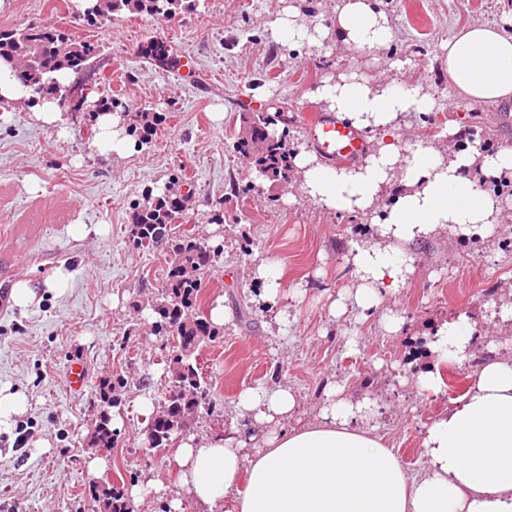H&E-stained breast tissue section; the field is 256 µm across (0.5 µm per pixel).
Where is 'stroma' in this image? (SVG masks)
I'll return each instance as SVG.
<instances>
[{"label":"stroma","instance_id":"1","mask_svg":"<svg viewBox=\"0 0 512 512\" xmlns=\"http://www.w3.org/2000/svg\"><path fill=\"white\" fill-rule=\"evenodd\" d=\"M54 0H0V28L61 27L99 42L100 74L131 110L160 113L150 144L106 159L91 142L90 112L68 118L67 135L11 106L0 118V289L38 284L27 308L0 305V388L27 397L25 412L0 430V512H92L87 492L96 476L87 437L97 415L101 379L127 380L115 417L119 444L107 459L122 491L152 479L162 492L134 502V512H162L178 490L172 451L150 449L142 399L159 404L169 385L166 339L154 335L151 304L171 255L138 250L129 236L133 207L148 193L188 190L183 226L219 245L216 266L202 276L201 303L223 299L228 319L216 341L196 353L215 406L191 434L204 439L236 423L235 404L249 386L283 384L301 399L294 424L312 420L329 386L345 397L375 403L373 424L411 472L423 466L422 435L453 405L449 390L420 394L413 378L439 366L444 380L469 387L483 360L512 357V332L491 318L493 304L512 302V178L486 182L505 221L491 239L448 233L408 246L415 271L407 284L373 311L357 308L359 280L353 246L377 235L370 216L329 211L305 200L298 174L270 182L233 148L244 112L273 117L293 152H312L308 111L322 80L358 68L374 83H417L435 101L412 113L395 133L398 146L460 151L465 137L512 146V127L500 115L512 102L475 105L460 100L448 81L446 44L454 32L512 19V0H376L391 19L394 38L362 55L337 43L331 28L340 0H200L196 11L171 19L122 15L98 26H70ZM293 10L299 22L328 29L321 46L275 41L271 24ZM164 41L176 59L193 56L195 71L168 70L147 59L148 42ZM488 116L475 128L472 113ZM224 221L213 224L215 205ZM84 224L88 236L73 237ZM265 263L281 275L277 306L262 297L253 271ZM72 277L64 293L42 286L57 268ZM467 314L474 328L472 356L438 362L427 345L448 320ZM84 361L88 383L69 391L64 372Z\"/></svg>","mask_w":512,"mask_h":512}]
</instances>
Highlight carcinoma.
Here are the masks:
<instances>
[{"label":"carcinoma","instance_id":"cac0c4a2","mask_svg":"<svg viewBox=\"0 0 512 512\" xmlns=\"http://www.w3.org/2000/svg\"><path fill=\"white\" fill-rule=\"evenodd\" d=\"M199 0H96L95 5L82 15L91 24L104 23L123 13L149 17H171L179 12H190ZM100 52V45L77 41L70 35L43 26L0 30V60L14 64L12 77L26 82L25 91L31 99H54L62 96L75 84L63 87L57 80L61 72L79 74L92 66ZM143 54L161 64H175L167 46L154 40L143 49ZM98 102L92 108L97 116L104 112H123L125 104L105 89L92 88ZM241 123L251 128L250 137L237 138V153L249 158L265 177L272 181L283 178L289 167L290 150L285 138L268 130L264 116L253 114L241 117ZM161 117L155 112L134 115L129 132L138 143L147 145L156 134ZM185 211V196L172 191L149 196L143 205L132 212L130 237L137 249L150 252L168 249L172 259L160 296L152 304L155 334L170 341V373L175 375L180 397L172 402L164 400L149 418L147 428L153 432L152 448H169L176 437L188 427V421L200 413L211 411L212 385L200 376L192 362L201 345L213 342L218 331L201 307V275L216 263L220 247L198 240L193 233L176 231ZM127 385L117 374L98 384L100 412L93 431L92 444L105 453L116 445L117 430L112 428V409L121 407V392ZM89 498L97 503L99 512H132L124 493L112 486V481L88 487Z\"/></svg>","mask_w":512,"mask_h":512}]
</instances>
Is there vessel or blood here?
I'll use <instances>...</instances> for the list:
<instances>
[{"instance_id": "b4317fda", "label": "vessel or blood", "mask_w": 512, "mask_h": 512, "mask_svg": "<svg viewBox=\"0 0 512 512\" xmlns=\"http://www.w3.org/2000/svg\"><path fill=\"white\" fill-rule=\"evenodd\" d=\"M306 129L316 151L332 162L357 161L363 157L368 147L361 130L333 114H309Z\"/></svg>"}]
</instances>
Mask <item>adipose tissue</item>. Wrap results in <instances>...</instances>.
Returning <instances> with one entry per match:
<instances>
[{"mask_svg":"<svg viewBox=\"0 0 512 512\" xmlns=\"http://www.w3.org/2000/svg\"><path fill=\"white\" fill-rule=\"evenodd\" d=\"M336 37L358 53L393 39L387 15L373 0H341ZM448 80L463 99L488 104L512 100V35L494 23L462 29L449 39ZM312 97L338 117L380 139L365 159L331 168L302 153L294 165L304 198L330 211L375 215L381 239L358 246L351 262L360 285L354 300L378 308L414 272L406 245L446 231L488 238L502 209L471 167L487 175L512 171V148L442 155L433 148L402 154L394 133L412 112L434 108L418 85L374 84L357 70L330 78ZM394 203L380 209L386 195ZM467 316L447 322L431 344L442 361L468 356ZM299 397L288 386L247 387L237 410L246 431L200 441L182 439L174 454L179 492L168 512L193 502L202 512H512V358L483 362L469 390L423 436L424 463L414 474L372 424V407L329 398L318 421L290 426Z\"/></svg>","mask_w":512,"mask_h":512,"instance_id":"ef3b65f1","label":"adipose tissue"}]
</instances>
